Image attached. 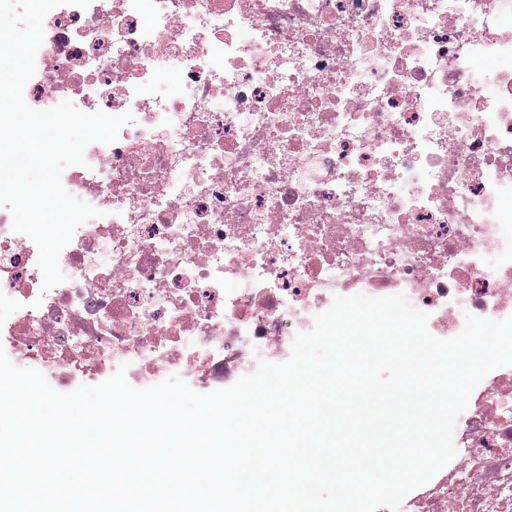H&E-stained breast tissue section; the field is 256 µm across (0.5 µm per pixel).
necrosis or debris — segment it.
Segmentation results:
<instances>
[{"mask_svg": "<svg viewBox=\"0 0 512 512\" xmlns=\"http://www.w3.org/2000/svg\"><path fill=\"white\" fill-rule=\"evenodd\" d=\"M43 29L27 105L133 116L62 173L98 211L63 282L0 207V348L57 391L229 387L338 296L404 294L439 339L512 316V0H65ZM454 443L396 512H512V366Z\"/></svg>", "mask_w": 512, "mask_h": 512, "instance_id": "obj_1", "label": "necrosis or debris"}]
</instances>
